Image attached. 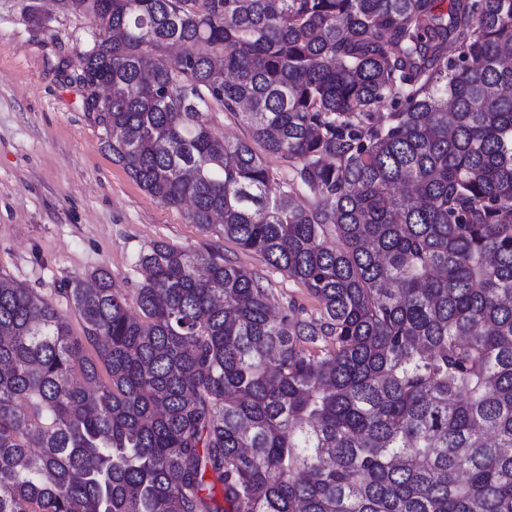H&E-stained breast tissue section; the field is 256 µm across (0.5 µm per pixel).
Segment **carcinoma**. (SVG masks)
I'll use <instances>...</instances> for the list:
<instances>
[{"label": "carcinoma", "mask_w": 512, "mask_h": 512, "mask_svg": "<svg viewBox=\"0 0 512 512\" xmlns=\"http://www.w3.org/2000/svg\"><path fill=\"white\" fill-rule=\"evenodd\" d=\"M64 2L112 161L317 309L162 241L78 334L0 277V512H512V0ZM210 105L207 118L214 136L231 141L247 137L248 125L241 116L224 112V109L216 103H210Z\"/></svg>", "instance_id": "carcinoma-1"}]
</instances>
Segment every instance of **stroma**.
Wrapping results in <instances>:
<instances>
[{
	"instance_id": "1",
	"label": "stroma",
	"mask_w": 512,
	"mask_h": 512,
	"mask_svg": "<svg viewBox=\"0 0 512 512\" xmlns=\"http://www.w3.org/2000/svg\"><path fill=\"white\" fill-rule=\"evenodd\" d=\"M29 3L47 12L44 27L28 21ZM97 37L90 18L61 12L53 0H0V274L69 316L68 282L104 267L133 297L140 253L165 241L220 255L260 276L277 302L315 309L285 273L217 229L188 223L104 151V129L76 79L78 57Z\"/></svg>"
}]
</instances>
